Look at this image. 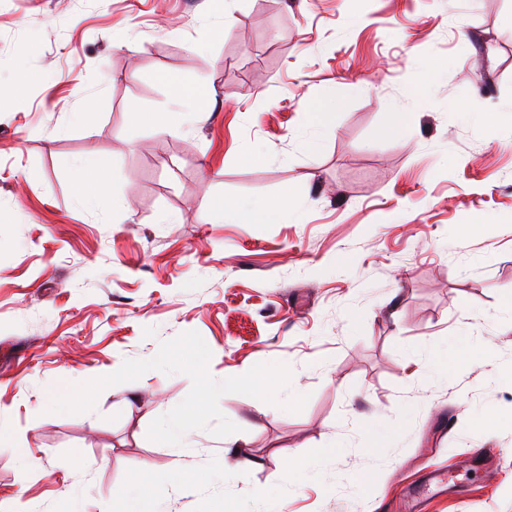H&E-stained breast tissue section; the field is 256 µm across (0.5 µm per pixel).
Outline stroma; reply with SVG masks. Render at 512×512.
I'll use <instances>...</instances> for the list:
<instances>
[{
	"mask_svg": "<svg viewBox=\"0 0 512 512\" xmlns=\"http://www.w3.org/2000/svg\"><path fill=\"white\" fill-rule=\"evenodd\" d=\"M511 293L512 0H0V512H512ZM168 83L171 87L172 97L178 104H186L192 107V122H201L205 119V111L197 107L199 103L209 96L208 89L200 84L184 83L169 78ZM103 163L94 158L80 160L75 167L74 196L81 206H94L104 201L109 193V185L100 176ZM80 381H72L68 389H49L46 392V405L50 412H58L75 406L83 392ZM164 428L173 448H196L194 438L178 418L169 419ZM459 484L457 475H452V473L448 472V476L445 477L442 474L431 472L420 486L412 490L411 494L414 499L419 500L429 492L434 490L444 491L445 489L458 487Z\"/></svg>",
	"mask_w": 512,
	"mask_h": 512,
	"instance_id": "35a3bbf8",
	"label": "stroma"
}]
</instances>
